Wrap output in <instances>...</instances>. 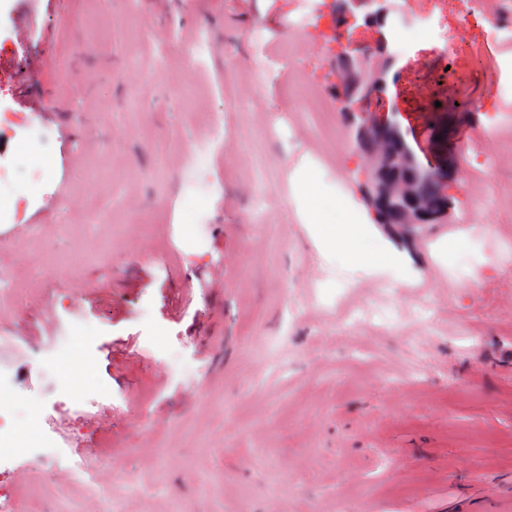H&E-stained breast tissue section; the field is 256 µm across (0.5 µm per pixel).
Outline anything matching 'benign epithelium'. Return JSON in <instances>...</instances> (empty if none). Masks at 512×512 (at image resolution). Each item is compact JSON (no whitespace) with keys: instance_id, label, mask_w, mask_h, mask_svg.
<instances>
[{"instance_id":"1","label":"benign epithelium","mask_w":512,"mask_h":512,"mask_svg":"<svg viewBox=\"0 0 512 512\" xmlns=\"http://www.w3.org/2000/svg\"><path fill=\"white\" fill-rule=\"evenodd\" d=\"M394 64L385 41L361 52L339 46L333 99L354 129L353 147L366 159L362 190L376 223L409 240L451 219L447 184L458 167L420 161L396 111L375 119L371 104L383 99Z\"/></svg>"}]
</instances>
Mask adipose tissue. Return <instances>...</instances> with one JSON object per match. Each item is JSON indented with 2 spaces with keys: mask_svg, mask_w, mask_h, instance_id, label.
<instances>
[{
  "mask_svg": "<svg viewBox=\"0 0 512 512\" xmlns=\"http://www.w3.org/2000/svg\"><path fill=\"white\" fill-rule=\"evenodd\" d=\"M295 186L300 213L312 237L322 248L343 255L352 264L389 270L406 280L416 278L417 273L406 252L384 241L374 249L365 246L364 239L373 235L374 227L362 204L351 196H343L337 205L336 221L330 224L324 219L318 192L306 169L296 171Z\"/></svg>",
  "mask_w": 512,
  "mask_h": 512,
  "instance_id": "ef3b65f1",
  "label": "adipose tissue"
}]
</instances>
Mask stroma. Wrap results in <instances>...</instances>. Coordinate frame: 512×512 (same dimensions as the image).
Segmentation results:
<instances>
[{"mask_svg": "<svg viewBox=\"0 0 512 512\" xmlns=\"http://www.w3.org/2000/svg\"><path fill=\"white\" fill-rule=\"evenodd\" d=\"M396 2L479 52L416 42L385 91L423 159L451 150L423 108L445 69L478 107L447 115L469 156L449 193L458 208L483 198L484 222L455 232L444 266L434 240L405 242L416 282L327 257L294 201L292 174L307 159L327 221L337 192L361 195L365 161L344 117L320 135L293 73L331 98L338 46L376 44V23H338L334 0H313L304 26L300 0H0V113L12 115L0 158L42 173L25 197L0 191V229L31 227L0 244V271L20 292L0 304V369L18 396L40 400L62 456L52 467L0 461V500L26 489L24 512H101L64 473L81 444L121 512H265L271 501L279 512H512V269L501 266L512 254V112L488 62L499 28L464 20L459 0ZM24 13L44 29L27 55L15 50ZM202 31L198 61L188 49ZM24 96L42 115L21 111ZM216 116L219 189L185 197L175 176ZM53 192L65 205L49 212ZM82 195L85 206H70ZM466 268L477 285L457 279ZM387 284L401 308L427 303L430 319L349 320ZM21 314L32 335H16ZM80 320L99 390L86 408L40 372Z\"/></svg>", "mask_w": 512, "mask_h": 512, "instance_id": "1", "label": "stroma"}]
</instances>
